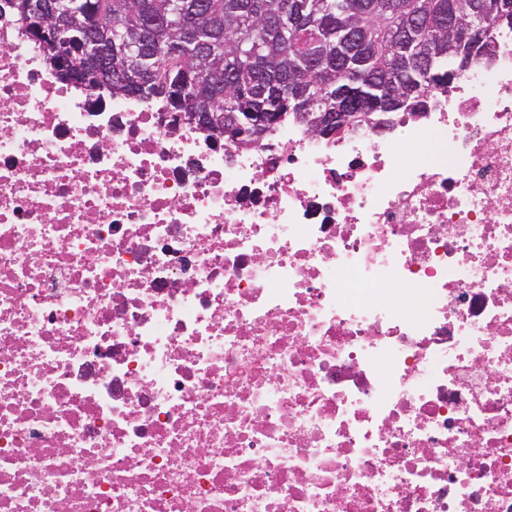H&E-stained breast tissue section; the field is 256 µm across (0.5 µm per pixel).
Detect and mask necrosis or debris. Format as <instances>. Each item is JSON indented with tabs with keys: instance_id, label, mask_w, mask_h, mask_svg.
<instances>
[{
	"instance_id": "obj_1",
	"label": "necrosis or debris",
	"mask_w": 512,
	"mask_h": 512,
	"mask_svg": "<svg viewBox=\"0 0 512 512\" xmlns=\"http://www.w3.org/2000/svg\"><path fill=\"white\" fill-rule=\"evenodd\" d=\"M41 54L0 19V512H512V31L244 146ZM369 90L382 91L379 97L373 96L371 93H367L364 91L363 87L358 90L359 98L365 100L369 105L373 106L375 110H381L383 112L391 110L396 106L399 100L404 99L405 97H395L394 94H387V92L383 91V87H379L374 83H368L365 85Z\"/></svg>"
}]
</instances>
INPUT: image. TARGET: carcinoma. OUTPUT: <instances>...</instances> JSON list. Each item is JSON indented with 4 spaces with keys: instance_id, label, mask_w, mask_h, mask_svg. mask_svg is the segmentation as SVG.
Listing matches in <instances>:
<instances>
[{
    "instance_id": "1",
    "label": "carcinoma",
    "mask_w": 512,
    "mask_h": 512,
    "mask_svg": "<svg viewBox=\"0 0 512 512\" xmlns=\"http://www.w3.org/2000/svg\"><path fill=\"white\" fill-rule=\"evenodd\" d=\"M65 36L81 25L74 14H96L112 39V60L102 71L105 91L137 96L133 80L147 83L146 98L174 112H218L223 127L273 132L282 122L327 112L351 78L336 62V32L362 29L368 77L400 93L409 69L403 59L426 58L430 77L448 85L463 72L462 52L448 31V8L473 19L488 41L512 20L499 11L477 16L474 0H50ZM422 20L405 47L397 33L405 16ZM301 100L288 96V87Z\"/></svg>"
}]
</instances>
